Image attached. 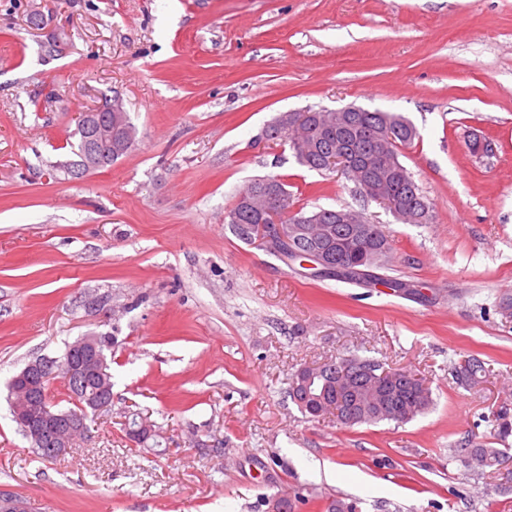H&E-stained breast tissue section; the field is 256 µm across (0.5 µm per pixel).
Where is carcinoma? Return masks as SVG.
<instances>
[{"instance_id": "1", "label": "carcinoma", "mask_w": 512, "mask_h": 512, "mask_svg": "<svg viewBox=\"0 0 512 512\" xmlns=\"http://www.w3.org/2000/svg\"><path fill=\"white\" fill-rule=\"evenodd\" d=\"M306 121L298 129L284 130L279 140L288 144L297 162L311 170H325L324 159L336 151V132H345L357 139L361 159L370 176L389 190L402 207H428V202L410 172H400L393 167L392 159L400 156L401 149L418 137L414 124L404 115L379 109L367 112H327L323 109H305ZM91 116L80 114L71 144L74 159L60 165L73 178L91 170L93 160L103 168L126 154L133 146L127 139L107 146L96 140L89 141ZM389 134L387 154H380L374 139L377 132ZM238 195H248L261 205L274 198L282 203L290 217L286 223L297 226V238L288 247L299 252L295 259L305 260L303 254L311 249L325 252L331 259L341 261L373 260L378 248L389 243L388 236L379 224H344L339 220L338 209L295 207L293 194L278 176H264L250 181ZM240 223L229 225L232 234L244 243L249 242L247 225L258 223L252 210L237 206ZM383 366L377 362L354 358L345 369L336 364H326L317 382L315 399L302 394H290L301 412L313 418L333 416L343 420V425L353 427L376 424L382 421L408 422L424 413L433 404L431 388L425 379L409 370L394 371L381 376ZM73 406L66 409L71 414L87 416L88 399L98 397L96 377L77 374L72 378L60 372ZM486 466L499 463L495 448H465Z\"/></svg>"}]
</instances>
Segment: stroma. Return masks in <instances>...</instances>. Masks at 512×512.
<instances>
[{"label":"stroma","instance_id":"obj_1","mask_svg":"<svg viewBox=\"0 0 512 512\" xmlns=\"http://www.w3.org/2000/svg\"><path fill=\"white\" fill-rule=\"evenodd\" d=\"M113 96L136 145L55 171L79 113ZM350 105L414 123L400 159L431 223L259 139L280 113ZM476 135L492 154L469 152ZM265 175L381 225L391 277L421 297L317 280L237 239L224 210ZM510 297L512 0H0V489L32 512H269L278 496L291 512H512V436L494 437L512 415ZM88 333L114 338L112 407L42 461L7 384ZM352 355L426 379L432 407L350 428L302 414L292 375ZM471 358L487 374L461 382ZM136 412L155 437L133 441Z\"/></svg>","mask_w":512,"mask_h":512}]
</instances>
